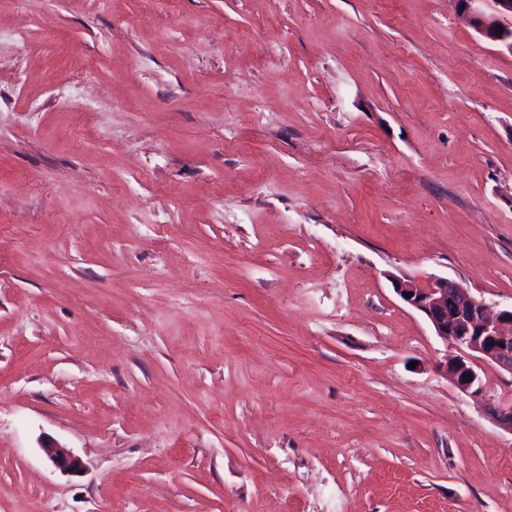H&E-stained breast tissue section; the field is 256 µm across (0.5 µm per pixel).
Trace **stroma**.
<instances>
[{
	"label": "stroma",
	"mask_w": 512,
	"mask_h": 512,
	"mask_svg": "<svg viewBox=\"0 0 512 512\" xmlns=\"http://www.w3.org/2000/svg\"><path fill=\"white\" fill-rule=\"evenodd\" d=\"M437 276L512 306L455 0H0V512H512V374L391 283ZM53 465L63 473H76L81 469L80 460L66 448L49 444L43 448Z\"/></svg>",
	"instance_id": "obj_1"
}]
</instances>
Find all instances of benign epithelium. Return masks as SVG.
<instances>
[{"label":"benign epithelium","mask_w":512,"mask_h":512,"mask_svg":"<svg viewBox=\"0 0 512 512\" xmlns=\"http://www.w3.org/2000/svg\"><path fill=\"white\" fill-rule=\"evenodd\" d=\"M461 18L478 34L512 54V0H493V10L476 6L478 0H456ZM503 32H496V27ZM395 293L421 314L434 334L455 350L446 358L445 375L463 394L484 395L483 373L494 368L512 373V308L491 312L487 305L466 294L462 286L446 277L422 285L413 279L394 278ZM490 416L512 433V404L490 408ZM43 450L63 473H76L80 460L67 449L49 444Z\"/></svg>","instance_id":"7a95c632"}]
</instances>
